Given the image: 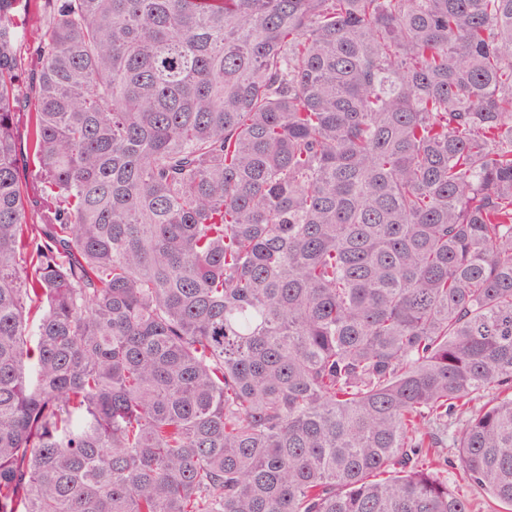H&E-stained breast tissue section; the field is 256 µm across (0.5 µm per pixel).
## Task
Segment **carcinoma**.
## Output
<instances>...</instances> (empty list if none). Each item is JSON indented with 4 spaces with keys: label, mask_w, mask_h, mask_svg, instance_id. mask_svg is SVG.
Wrapping results in <instances>:
<instances>
[{
    "label": "carcinoma",
    "mask_w": 512,
    "mask_h": 512,
    "mask_svg": "<svg viewBox=\"0 0 512 512\" xmlns=\"http://www.w3.org/2000/svg\"><path fill=\"white\" fill-rule=\"evenodd\" d=\"M28 2L0 512H512V0ZM26 35L23 42L21 54L25 58V67L27 68L21 75L22 81H27L29 75L37 70L40 66V59L38 55V46L41 41L43 28L36 22L34 14L25 19Z\"/></svg>",
    "instance_id": "obj_1"
}]
</instances>
